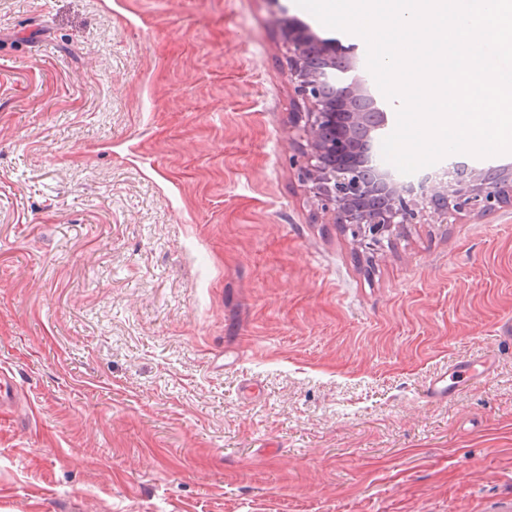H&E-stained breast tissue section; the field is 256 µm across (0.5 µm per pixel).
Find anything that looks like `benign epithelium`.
<instances>
[{"mask_svg":"<svg viewBox=\"0 0 512 512\" xmlns=\"http://www.w3.org/2000/svg\"><path fill=\"white\" fill-rule=\"evenodd\" d=\"M288 49V76L306 103L295 113L301 132L302 179L332 223L351 236L367 261L384 241L432 208L445 214H486L512 205V167L477 169L454 163L441 176L406 187L376 164L374 146L388 127V115L365 80L344 81L338 74L357 68V61L334 39L317 36L290 18L281 21Z\"/></svg>","mask_w":512,"mask_h":512,"instance_id":"obj_1","label":"benign epithelium"}]
</instances>
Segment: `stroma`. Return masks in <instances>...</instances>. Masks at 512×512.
Masks as SVG:
<instances>
[{
  "label": "stroma",
  "mask_w": 512,
  "mask_h": 512,
  "mask_svg": "<svg viewBox=\"0 0 512 512\" xmlns=\"http://www.w3.org/2000/svg\"><path fill=\"white\" fill-rule=\"evenodd\" d=\"M286 15L367 75L295 0H0V512H512V205L358 258ZM476 365H479L482 370H478ZM490 368V364L487 361L480 362V364H475L474 362H469L464 365L463 369H457V365H454L451 369H448L439 375H437L429 384L427 389V396L434 400H441L448 397L451 392L455 391V384L460 383L465 378L471 377L474 373H483L488 371ZM473 372V373H472ZM461 378L456 382L455 376Z\"/></svg>",
  "instance_id": "obj_1"
}]
</instances>
